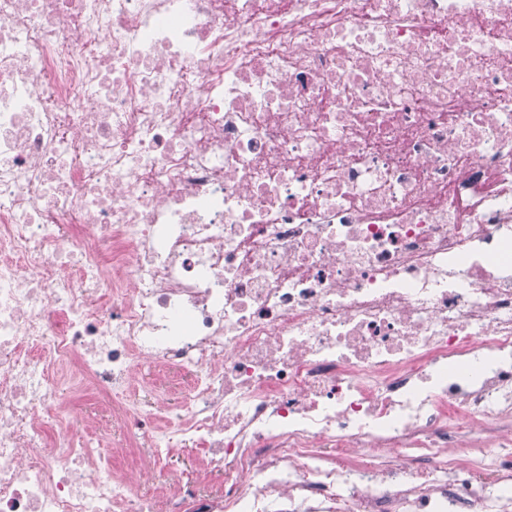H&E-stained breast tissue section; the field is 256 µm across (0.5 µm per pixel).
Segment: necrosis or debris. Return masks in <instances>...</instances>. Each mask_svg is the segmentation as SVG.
Segmentation results:
<instances>
[{
  "instance_id": "necrosis-or-debris-1",
  "label": "necrosis or debris",
  "mask_w": 512,
  "mask_h": 512,
  "mask_svg": "<svg viewBox=\"0 0 512 512\" xmlns=\"http://www.w3.org/2000/svg\"><path fill=\"white\" fill-rule=\"evenodd\" d=\"M511 419L512 0H0V512H512ZM154 379V369L138 370L133 384L121 394V397L129 402H144L153 394Z\"/></svg>"
}]
</instances>
